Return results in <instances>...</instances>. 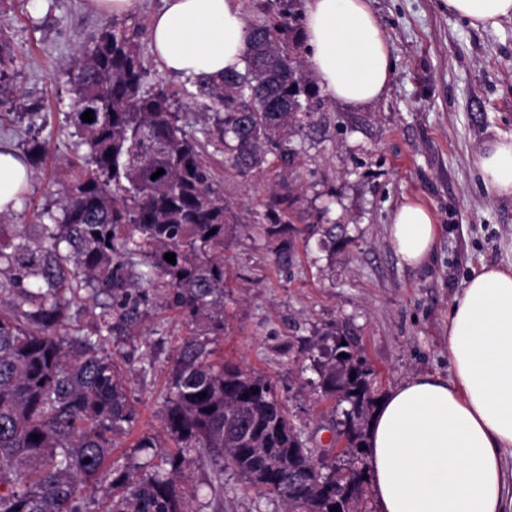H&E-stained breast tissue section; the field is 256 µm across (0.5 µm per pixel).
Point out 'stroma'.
<instances>
[{
	"mask_svg": "<svg viewBox=\"0 0 512 512\" xmlns=\"http://www.w3.org/2000/svg\"><path fill=\"white\" fill-rule=\"evenodd\" d=\"M395 62L383 97L360 108L326 100L320 126L299 159L303 207L328 208L345 225L349 243L322 245L316 224H301L291 265H279L274 245L250 231L265 211L263 194L225 167L224 206L242 222L225 242L232 298L216 356L261 370L302 429L308 447L333 450L331 426L342 419L333 398L320 395L316 344L337 327L361 351L377 395L419 375L448 378V316L455 295L475 271L512 265V199L492 196L477 173L487 141L512 135V20L476 29L442 11L439 0H370ZM102 16L85 0H53L37 11L30 0H0V80L14 87L0 98V141L22 149L44 143L38 176L28 190L33 208L51 203L49 182L66 181L72 140L65 114L73 77L62 65L87 48ZM426 204L438 226L435 250L423 266L396 256L386 228L398 205ZM185 334L181 316L153 306L140 333L118 342L127 361L138 418L120 437L113 459L135 442L163 433L161 405L173 353ZM153 350H145L142 336ZM190 512H256L253 490L224 473L222 503L192 499Z\"/></svg>",
	"mask_w": 512,
	"mask_h": 512,
	"instance_id": "1",
	"label": "stroma"
}]
</instances>
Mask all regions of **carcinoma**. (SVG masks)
Returning <instances> with one entry per match:
<instances>
[{"label":"carcinoma","mask_w":512,"mask_h":512,"mask_svg":"<svg viewBox=\"0 0 512 512\" xmlns=\"http://www.w3.org/2000/svg\"><path fill=\"white\" fill-rule=\"evenodd\" d=\"M276 5L277 14L248 26L242 70L177 90L149 83L136 24L104 23L70 59L71 178L55 190V207L33 212L34 223L0 219V294L10 295L0 298V512H92L99 493L98 512H189L181 479L200 463L212 467L213 496L227 467L270 512H362V474L315 471L276 383L207 348V337L224 335V240L233 229L208 147L246 181L264 165L289 169L272 185L263 221L249 225L277 242L279 264L292 262L295 222L306 220L295 162L324 102L305 65L298 0ZM179 100L202 112L200 136L186 130ZM87 110L91 122L81 119ZM44 152L33 139L23 156L36 169ZM338 229L327 223V241L348 243ZM154 300L189 327L162 404L170 444L147 437L135 446L145 459L120 464L112 448L137 409L109 343L134 333ZM324 340L332 344L315 364L317 387L348 404L342 456L354 460L376 406L374 380L346 334L335 328Z\"/></svg>","instance_id":"1"}]
</instances>
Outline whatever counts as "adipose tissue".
Wrapping results in <instances>:
<instances>
[{
	"label": "adipose tissue",
	"instance_id": "adipose-tissue-1",
	"mask_svg": "<svg viewBox=\"0 0 512 512\" xmlns=\"http://www.w3.org/2000/svg\"><path fill=\"white\" fill-rule=\"evenodd\" d=\"M474 27L512 18V0H441ZM161 71L181 78L244 65L247 23L239 0H163L149 20ZM310 67L327 96L349 106L379 100L394 63L368 0H305ZM485 189L512 198V135L478 155ZM32 172L0 144V214L21 206ZM398 257L431 256L437 226L409 200L387 229ZM449 379L416 377L377 406L365 441L379 512H512V268L485 266L455 296L448 321Z\"/></svg>",
	"mask_w": 512,
	"mask_h": 512
}]
</instances>
